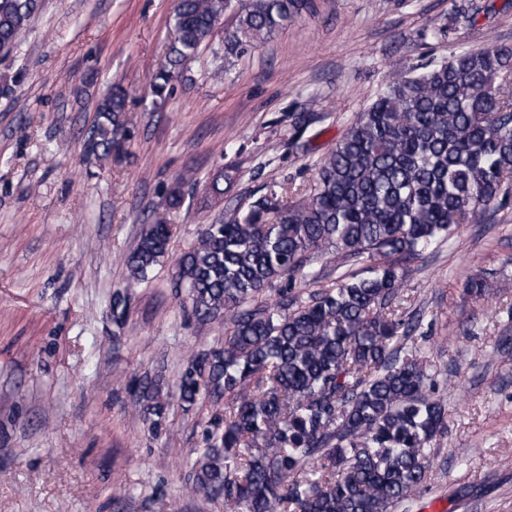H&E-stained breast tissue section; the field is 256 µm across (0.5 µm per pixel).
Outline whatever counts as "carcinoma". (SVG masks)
I'll list each match as a JSON object with an SVG mask.
<instances>
[{
	"mask_svg": "<svg viewBox=\"0 0 512 512\" xmlns=\"http://www.w3.org/2000/svg\"><path fill=\"white\" fill-rule=\"evenodd\" d=\"M308 0H237L224 63L292 24ZM38 0H0V49L24 33ZM232 0H176L163 98L175 69L194 59ZM128 93L112 87L87 139L99 159L121 153ZM512 179V48L463 51L397 75L318 163L313 184L260 194L242 212L206 224L176 263L200 324L224 322V345L194 351L178 385L190 409L229 401L203 428L192 489L224 497L226 512H398L428 489L429 445L448 412L418 344L421 320L402 307L406 266L481 218ZM174 225L157 213L124 259L127 290L112 295L124 323L128 289L168 254ZM367 264L329 288L257 303L275 281L318 257ZM131 405L160 431L170 402L146 375Z\"/></svg>",
	"mask_w": 512,
	"mask_h": 512,
	"instance_id": "carcinoma-1",
	"label": "carcinoma"
}]
</instances>
